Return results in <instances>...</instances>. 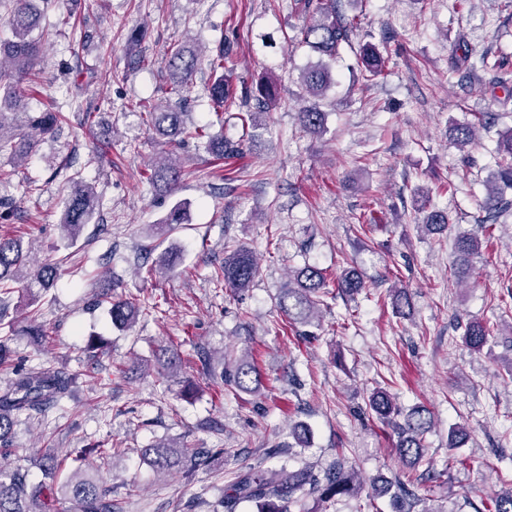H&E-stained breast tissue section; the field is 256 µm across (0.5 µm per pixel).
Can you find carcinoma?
Segmentation results:
<instances>
[{
  "instance_id": "1",
  "label": "carcinoma",
  "mask_w": 512,
  "mask_h": 512,
  "mask_svg": "<svg viewBox=\"0 0 512 512\" xmlns=\"http://www.w3.org/2000/svg\"><path fill=\"white\" fill-rule=\"evenodd\" d=\"M48 0H13V7L7 18L11 36L0 40V156L13 163L24 162L29 150L45 136L53 135L59 124V113L41 112L34 115L25 111L26 79L41 58L42 45L47 36L41 31L38 37L33 32L40 28L43 11L37 2ZM338 0H295V6L303 16V24L295 37L297 43L317 56L301 72L300 80L308 97L321 99L336 84V77L330 62L336 59L343 45L350 43L357 27L356 18H347L339 13ZM231 49L220 43L210 56L209 65L213 78L208 87L210 101L215 110H224L243 100L252 99L255 107L247 110L242 120L247 127L256 128L263 124L266 113L277 97L276 85L262 80L254 87L236 90L232 75L224 67ZM201 58L200 48L184 42L168 51L163 70L167 80L168 97L145 112L146 123L162 136L178 138L183 143L187 138L206 141L207 150L222 159L237 152V146L224 139L220 132L213 133L210 127L187 125L185 107L190 102L192 78ZM363 77L374 81L384 77L389 58L370 43L362 46L359 55ZM488 52L478 53L469 46L457 59L455 67H466L473 71L487 69ZM297 121L309 134H320L325 130L326 113L319 105L303 106L297 112ZM449 140L458 150L472 145L477 136V124L454 122L449 128ZM498 153L503 162L498 164L497 182L487 185L483 205L485 215L478 223L489 229L496 224L497 217L512 209V200L506 197V190L512 189V131L498 142ZM181 179V166L170 158H164L146 169V180L160 195H173ZM70 193L64 199L63 212L59 222L64 235L63 245L76 244L83 228L91 223L97 213L100 199L93 185L85 182L82 171L75 170L68 177ZM183 223L182 204L175 203L166 217L150 225L152 234L169 236ZM448 212L440 209L430 211L420 231L440 234L448 229ZM481 240L470 233L458 234L455 241L454 276L464 278L471 269L472 258L480 253ZM258 273V263L253 253L236 248L224 257V263L215 270L213 280L224 288L239 293L253 283ZM61 275L59 263L46 260L30 267L28 251L20 238L0 236V318L4 307L14 293V284L27 278L43 290H49ZM337 291L348 297L360 294L364 282L354 269H345L336 278ZM329 295L326 277L322 269L306 264L289 274L288 283L281 289L277 306L294 325L307 326L314 323L315 314ZM110 301L112 325L130 328L140 316V306L135 298L118 296L112 289L104 288L96 295V302ZM393 309L399 315L411 308V297L404 288L392 290ZM26 335L40 345L45 341L46 329L36 314L31 315ZM490 336L489 328L480 321H469L464 325L463 342L473 351H481ZM162 370H170L181 362L178 352L163 348L156 356ZM81 376L78 371L67 372L50 368H30L15 372L8 386L0 392V459L12 455L15 426L20 417L28 420L39 419L61 399L69 396L72 386ZM220 378L224 385L241 392L258 394L262 388L259 370L248 355L235 356L222 362ZM370 414L392 428L396 437L397 454L413 470L422 460L425 435L432 426L430 412L423 406H415L404 413L395 399L382 389L374 390L368 399ZM98 462L77 455L71 459L61 457L52 448L40 450L35 463L51 477L47 486L29 487L27 475L20 469L5 473L0 469V512H53L52 503L68 504V512H113L112 487L101 475L109 466L112 449H96ZM156 474H168L173 469H193L201 465L198 453L178 443L156 442L142 450ZM393 498L412 512L409 484L396 479ZM364 486L356 470L347 465L345 457L339 455L336 461L325 468L311 463L290 470L285 466H254L240 472L224 489L222 507L224 512H237L244 502L256 504L258 512H291L302 493L313 501L307 512H323L324 504L338 496L356 497ZM492 508L487 512H512V487L494 495Z\"/></svg>"
}]
</instances>
